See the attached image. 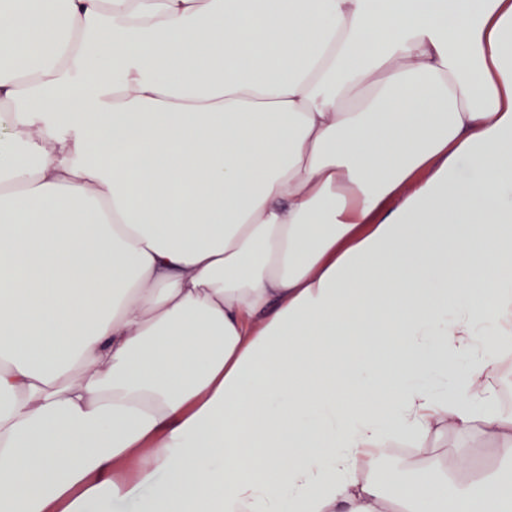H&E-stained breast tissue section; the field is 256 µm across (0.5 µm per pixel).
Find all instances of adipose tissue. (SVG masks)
Instances as JSON below:
<instances>
[{
    "label": "adipose tissue",
    "instance_id": "adipose-tissue-1",
    "mask_svg": "<svg viewBox=\"0 0 512 512\" xmlns=\"http://www.w3.org/2000/svg\"><path fill=\"white\" fill-rule=\"evenodd\" d=\"M0 512H512V0H0ZM473 450L474 468L486 470L497 478H512V460H504L496 451L493 442L475 431L466 441ZM460 443L457 437L448 434V439H436L433 442L434 448H430L428 453L422 455L415 453L412 448H407L403 444H394L378 460L376 467L393 473L392 465L395 462H402L403 469L393 474L399 480L411 482L418 470L435 466L447 475V490L450 493H458L468 485L470 480L469 473H463L453 468L455 449Z\"/></svg>",
    "mask_w": 512,
    "mask_h": 512
}]
</instances>
